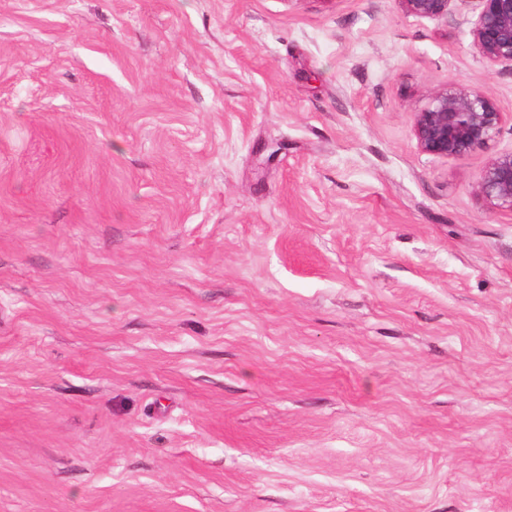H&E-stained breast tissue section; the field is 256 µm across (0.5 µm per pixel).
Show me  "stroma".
Listing matches in <instances>:
<instances>
[{
  "label": "stroma",
  "mask_w": 512,
  "mask_h": 512,
  "mask_svg": "<svg viewBox=\"0 0 512 512\" xmlns=\"http://www.w3.org/2000/svg\"><path fill=\"white\" fill-rule=\"evenodd\" d=\"M478 14L0 0V512H512ZM458 84L498 134L420 151Z\"/></svg>",
  "instance_id": "1"
}]
</instances>
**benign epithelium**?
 Here are the masks:
<instances>
[{
    "label": "benign epithelium",
    "mask_w": 512,
    "mask_h": 512,
    "mask_svg": "<svg viewBox=\"0 0 512 512\" xmlns=\"http://www.w3.org/2000/svg\"><path fill=\"white\" fill-rule=\"evenodd\" d=\"M400 8L425 19L448 17L453 0H396ZM473 45L492 64L512 66V0H479ZM504 122L495 101L484 92L460 85L438 89L413 113V135L428 154L459 157L485 149ZM478 195L489 204L512 210V152L492 155L477 181Z\"/></svg>",
    "instance_id": "1"
}]
</instances>
